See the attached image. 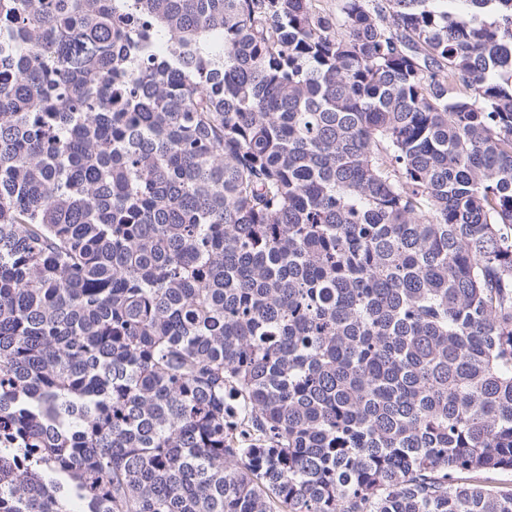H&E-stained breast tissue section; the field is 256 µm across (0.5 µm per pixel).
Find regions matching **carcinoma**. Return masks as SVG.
<instances>
[{
	"instance_id": "1",
	"label": "carcinoma",
	"mask_w": 512,
	"mask_h": 512,
	"mask_svg": "<svg viewBox=\"0 0 512 512\" xmlns=\"http://www.w3.org/2000/svg\"><path fill=\"white\" fill-rule=\"evenodd\" d=\"M512 0H0V512H512Z\"/></svg>"
}]
</instances>
